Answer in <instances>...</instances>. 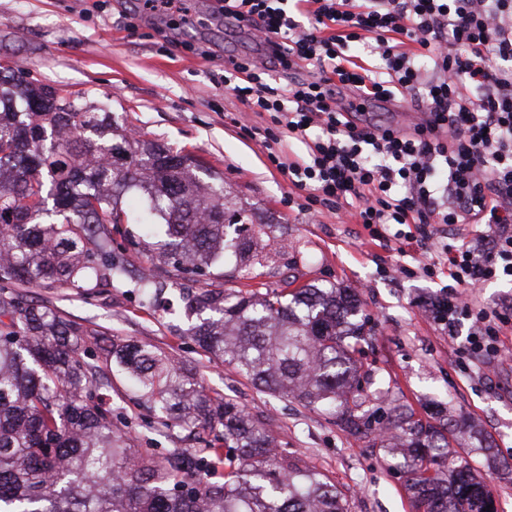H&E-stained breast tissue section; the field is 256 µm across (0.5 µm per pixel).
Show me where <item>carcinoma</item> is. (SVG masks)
<instances>
[{"instance_id": "carcinoma-1", "label": "carcinoma", "mask_w": 512, "mask_h": 512, "mask_svg": "<svg viewBox=\"0 0 512 512\" xmlns=\"http://www.w3.org/2000/svg\"><path fill=\"white\" fill-rule=\"evenodd\" d=\"M0 80V512H345L336 487L277 452L259 421L208 394L197 373L159 346L107 338L97 325L27 297L67 286L85 296L127 282L114 245L118 224L150 235L164 222L158 257L174 274L132 279L140 304L182 280L178 297L199 317L183 335L232 364L264 391L338 415L359 433L355 354L365 340L358 300L337 287L247 290L188 286L227 248L248 258L247 239L222 179L200 182L199 161L126 136L112 141V113L48 85L29 93ZM147 200L126 210L119 195ZM207 317H202L203 313ZM167 429L204 447L154 453L118 425L113 380ZM380 447L405 470L418 512H487L489 484L448 449L436 427L401 410Z\"/></svg>"}]
</instances>
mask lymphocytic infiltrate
I'll return each instance as SVG.
<instances>
[{
	"mask_svg": "<svg viewBox=\"0 0 512 512\" xmlns=\"http://www.w3.org/2000/svg\"><path fill=\"white\" fill-rule=\"evenodd\" d=\"M224 17L251 22L270 49L261 65L225 62L224 87L269 113L270 126L248 133L307 209L423 252L424 276L448 273L435 321L453 334L470 320L467 354L498 351L504 317L463 294L512 280V0H224ZM304 65L311 74L296 76ZM409 100V125L366 116V103ZM285 141L299 146L295 158L279 152ZM469 224L485 235L468 239Z\"/></svg>",
	"mask_w": 512,
	"mask_h": 512,
	"instance_id": "obj_1",
	"label": "lymphocytic infiltrate"
}]
</instances>
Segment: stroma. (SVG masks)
Here are the masks:
<instances>
[{
    "label": "stroma",
    "mask_w": 512,
    "mask_h": 512,
    "mask_svg": "<svg viewBox=\"0 0 512 512\" xmlns=\"http://www.w3.org/2000/svg\"><path fill=\"white\" fill-rule=\"evenodd\" d=\"M187 7L184 15L158 16L139 13L136 0H0V74L107 104L125 133L195 155L254 215L251 263L226 253L200 286L231 295L291 282L351 289L369 330L360 355L362 412L383 423L393 409L407 408L433 423L443 410L448 443L472 469L487 471L483 440L512 465V355L464 356L468 326L452 339L426 314L429 299L445 292L446 276L417 274L415 259L366 243L354 221L304 210V191L243 131L269 126V115L246 111L224 89L225 61L262 62L263 45L225 23L218 0H188ZM28 297L77 324L163 348L196 371L210 394L259 417L280 452L335 485L346 512H413L407 476L389 465L376 430L350 433L330 414L259 391L234 366L209 360L181 335L190 321L175 289L155 309L142 307L129 287L95 297L32 288ZM126 408L140 447L194 450L186 434L171 437L144 409Z\"/></svg>",
    "instance_id": "obj_1"
}]
</instances>
